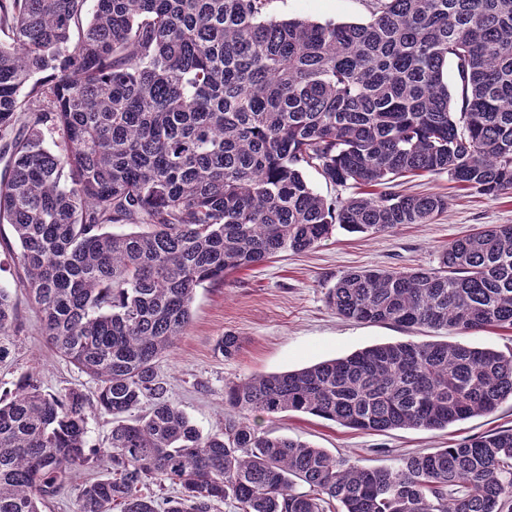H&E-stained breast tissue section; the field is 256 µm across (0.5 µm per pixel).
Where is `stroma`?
<instances>
[{
	"instance_id": "1",
	"label": "stroma",
	"mask_w": 512,
	"mask_h": 512,
	"mask_svg": "<svg viewBox=\"0 0 512 512\" xmlns=\"http://www.w3.org/2000/svg\"><path fill=\"white\" fill-rule=\"evenodd\" d=\"M277 19L363 23L364 0H273ZM406 192L447 196L446 213L427 224H405L380 234L335 228L315 248L283 251L268 261L233 274L224 284L198 289L191 322L170 352L157 363L168 396L203 432L223 420L228 408L224 389L254 373L296 370L344 357L366 347L412 339L461 341L498 351L512 350V331L489 329L457 335L443 330L407 332L390 324H361L339 318L326 302L327 290L352 269L410 270L435 265L452 240L489 224H512V192L496 198L456 187L447 175L407 183ZM19 246L10 229L0 230V286L9 288L21 328L10 338L11 355L0 364V394L12 391L17 378L37 372L46 392L72 388L93 393L94 382L46 345L40 316L18 288L21 269L13 256ZM241 337L232 358L217 353L226 333ZM262 429L325 449L370 468L394 466L399 458L430 452L466 437L512 429V399L491 415L470 418L443 430L398 429L365 432L319 417L288 412L258 420Z\"/></svg>"
}]
</instances>
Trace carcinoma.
<instances>
[{
    "label": "carcinoma",
    "mask_w": 512,
    "mask_h": 512,
    "mask_svg": "<svg viewBox=\"0 0 512 512\" xmlns=\"http://www.w3.org/2000/svg\"><path fill=\"white\" fill-rule=\"evenodd\" d=\"M272 2L0 0V225L48 345L96 384L50 394L31 371L0 395V512H42L103 460L76 512L512 508V429L369 469L256 423L446 429L512 398L511 352L406 340L252 374L226 387L230 414L206 434L166 397L156 363L197 289L309 251L337 224L380 234L448 210L396 190L402 178L512 191V0H365V23L277 20ZM309 169L359 192L330 202ZM327 303L358 323L512 330V224L451 241L434 267L351 270ZM18 328L1 287L0 363ZM241 345L226 333L217 350ZM92 407L112 417L103 449ZM167 480L179 495L146 492Z\"/></svg>",
    "instance_id": "1"
}]
</instances>
